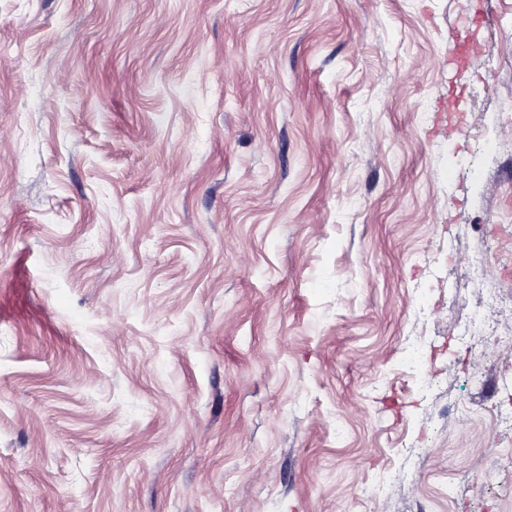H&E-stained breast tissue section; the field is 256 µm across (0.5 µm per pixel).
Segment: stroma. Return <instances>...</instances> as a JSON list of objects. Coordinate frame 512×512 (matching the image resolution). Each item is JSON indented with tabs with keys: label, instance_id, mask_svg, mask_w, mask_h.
I'll list each match as a JSON object with an SVG mask.
<instances>
[{
	"label": "stroma",
	"instance_id": "obj_1",
	"mask_svg": "<svg viewBox=\"0 0 512 512\" xmlns=\"http://www.w3.org/2000/svg\"><path fill=\"white\" fill-rule=\"evenodd\" d=\"M467 3L0 0V512H512V324L457 336L512 296V155L463 175L512 0ZM481 335L486 340L496 341L500 339L496 323L491 324L481 313L473 314L462 326L459 339L469 342L474 336Z\"/></svg>",
	"mask_w": 512,
	"mask_h": 512
}]
</instances>
